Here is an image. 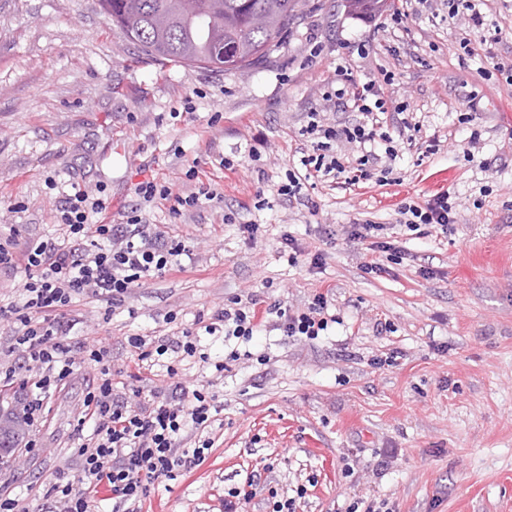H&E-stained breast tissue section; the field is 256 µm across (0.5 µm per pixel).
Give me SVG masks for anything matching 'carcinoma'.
I'll use <instances>...</instances> for the list:
<instances>
[{
  "label": "carcinoma",
  "instance_id": "1",
  "mask_svg": "<svg viewBox=\"0 0 512 512\" xmlns=\"http://www.w3.org/2000/svg\"><path fill=\"white\" fill-rule=\"evenodd\" d=\"M102 14L151 58L191 68L231 70L267 57L298 19L297 0H200L203 14L187 16L177 0H99ZM354 16L383 11L387 0H344Z\"/></svg>",
  "mask_w": 512,
  "mask_h": 512
}]
</instances>
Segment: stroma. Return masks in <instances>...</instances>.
Returning a JSON list of instances; mask_svg holds the SVG:
<instances>
[{"label": "stroma", "instance_id": "obj_1", "mask_svg": "<svg viewBox=\"0 0 512 512\" xmlns=\"http://www.w3.org/2000/svg\"><path fill=\"white\" fill-rule=\"evenodd\" d=\"M475 2L479 28L449 17L448 0H411L406 27L392 28L380 13L348 15L343 0H299L302 17L276 52L216 72L139 59L98 0H0V226L24 245L60 239L55 209L75 184L105 187L123 222L145 167L182 193L198 170L224 194L176 219L164 203L143 211L190 239L185 272L141 279L110 316L88 296L71 307L74 341L111 337L114 372L129 362V336L170 347L183 330L197 337V357L170 350L117 391L147 403L171 365L216 408L208 432L188 428L175 442L180 453L211 440L203 461L156 481L142 512H224L228 489L245 486L241 512H271L274 490L296 512H346L357 500L391 512H512V0ZM384 73L385 97L406 106L409 123L396 159L381 161L391 183L347 186L349 168L317 180L316 210L282 201L308 113L359 121L330 95ZM443 191L457 203L447 231L399 226L402 201ZM366 222L384 225L396 248L376 257L377 273L345 234ZM243 224L259 225L257 244ZM286 234L323 252L322 267L289 262ZM319 292L338 321L315 340L284 336L274 315L247 343L198 324L237 298L296 310ZM387 355L391 364L375 365ZM98 375L76 362L45 400L34 451L0 463V496L19 512H60L49 487L81 476L79 420Z\"/></svg>", "mask_w": 512, "mask_h": 512}]
</instances>
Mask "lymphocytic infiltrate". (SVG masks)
<instances>
[{
  "label": "lymphocytic infiltrate",
  "instance_id": "f902f5d3",
  "mask_svg": "<svg viewBox=\"0 0 512 512\" xmlns=\"http://www.w3.org/2000/svg\"><path fill=\"white\" fill-rule=\"evenodd\" d=\"M336 105L361 113V121L340 127L325 122L320 113H310L307 125L299 131L305 143L299 159L302 170L289 172L286 183L278 189L286 200L309 205V180L344 171V162L332 150L333 142L344 140L362 146L356 170L364 180L369 179L380 156L396 157L386 118L387 101L377 82L339 90ZM379 143L385 146L380 154L375 151ZM134 193L144 206L168 202V211L174 216L223 198L208 181H198L194 192L182 195L153 176L137 182ZM454 209L450 194L441 192L421 205L403 204L399 214L404 227L415 232L427 225L447 227ZM55 220L63 231L59 242L49 239L22 249L14 236H0V272L21 274L24 298L20 306L0 305V323L15 327L8 351L19 356L18 361L0 365V383L12 386L16 374L28 370L23 415L27 423L34 424L47 395L72 373L75 354L99 365L100 376L83 416L92 428L88 443L80 450L83 474L74 483L54 482L52 489L60 493L64 512H90V504L103 486L120 502L138 505L154 481L172 478L177 470L192 472L197 466L202 449L177 457L172 445L185 428L202 431L210 427L211 402L197 389L185 404L161 395L144 406L119 400L117 383L107 364L109 338L73 345L68 340L73 324L65 311L83 295L112 309L123 306L139 280L183 271L182 259L189 255L190 247L186 240L161 227H147L134 210L127 213L124 223H113L109 199L101 192L93 195L75 189L57 207ZM271 314L280 318V330L291 338L317 339L333 321L323 293L315 294L305 309L297 311L278 303L267 305L253 297L217 311L205 331L212 335L221 330L248 342Z\"/></svg>",
  "mask_w": 512,
  "mask_h": 512
}]
</instances>
